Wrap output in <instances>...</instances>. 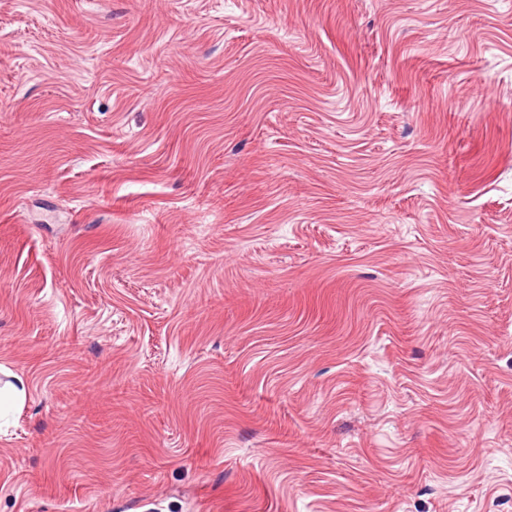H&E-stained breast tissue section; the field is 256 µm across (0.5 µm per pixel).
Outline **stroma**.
Listing matches in <instances>:
<instances>
[{
    "label": "stroma",
    "mask_w": 512,
    "mask_h": 512,
    "mask_svg": "<svg viewBox=\"0 0 512 512\" xmlns=\"http://www.w3.org/2000/svg\"><path fill=\"white\" fill-rule=\"evenodd\" d=\"M0 512H512V0H0Z\"/></svg>",
    "instance_id": "1"
}]
</instances>
